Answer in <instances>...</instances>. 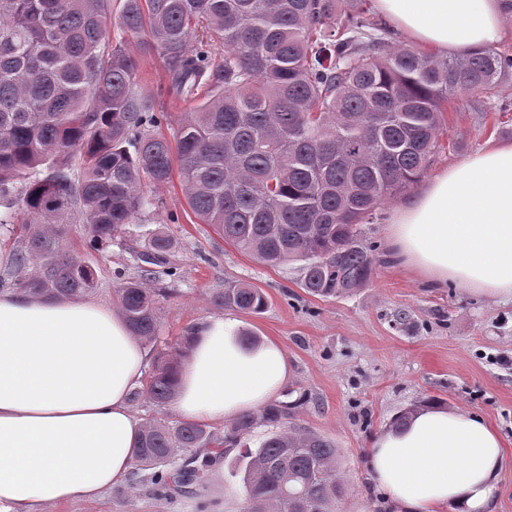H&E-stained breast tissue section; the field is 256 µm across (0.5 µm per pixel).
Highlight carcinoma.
<instances>
[{
    "label": "carcinoma",
    "instance_id": "carcinoma-1",
    "mask_svg": "<svg viewBox=\"0 0 512 512\" xmlns=\"http://www.w3.org/2000/svg\"><path fill=\"white\" fill-rule=\"evenodd\" d=\"M0 0V197L17 181L24 221L14 226L0 282L33 294L83 296L95 270L67 249L76 211L90 243L126 233L150 203L147 190L178 178L195 218L238 250L277 267L302 263L300 286L339 297L367 286L381 263L360 225L416 184L440 141L448 99L497 94L512 53L490 46L438 57L394 42L387 24L338 0ZM204 23L212 39L190 47ZM159 56L176 93L197 102L167 137L163 111L139 80L140 59ZM172 240L156 232L143 262L168 264ZM119 312L147 342L158 332L160 293L123 281ZM218 307L260 313L264 293L231 282ZM184 346L163 354L131 399L159 406L173 393ZM292 405H267L231 423L242 438L236 472L244 512H336L347 493L335 446L286 426ZM221 441L201 423L154 418L135 462L160 490L202 485L203 469L180 454Z\"/></svg>",
    "mask_w": 512,
    "mask_h": 512
}]
</instances>
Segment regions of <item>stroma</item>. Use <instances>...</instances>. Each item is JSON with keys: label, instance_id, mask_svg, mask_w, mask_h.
<instances>
[{"label": "stroma", "instance_id": "1", "mask_svg": "<svg viewBox=\"0 0 512 512\" xmlns=\"http://www.w3.org/2000/svg\"><path fill=\"white\" fill-rule=\"evenodd\" d=\"M139 78L157 107L166 109L163 128L172 134L186 102L167 93L158 57L144 59ZM444 151L427 173L435 175L469 154L512 142V112H493L487 99L469 96L448 103ZM151 202L125 237L106 246H87L84 226L71 222L67 245L96 271V299L114 305L119 280L142 275L141 253L163 230L175 242L169 256L175 275L157 273L166 289L154 343L148 344L145 373L160 354L184 340L208 317L220 315L213 296L230 281H246L267 299L258 314L225 311L242 330L278 341L288 353L292 378L277 396L295 403L293 424L311 428L339 450L338 469L349 493L337 512H397L368 474L373 440L397 416L424 405L457 407L487 418L502 435L506 466L491 498L492 512H512V300L466 292L456 284L434 285L388 261L365 288L341 297L308 294L300 286L299 263L271 268L238 251L206 224L196 223L180 189L170 184L150 194ZM213 460L204 486L189 496L158 491L148 469L129 477L99 499H75L54 512H243L245 488L232 472L239 453L234 442Z\"/></svg>", "mask_w": 512, "mask_h": 512}]
</instances>
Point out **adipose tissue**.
<instances>
[{
  "label": "adipose tissue",
  "mask_w": 512,
  "mask_h": 512,
  "mask_svg": "<svg viewBox=\"0 0 512 512\" xmlns=\"http://www.w3.org/2000/svg\"><path fill=\"white\" fill-rule=\"evenodd\" d=\"M405 36L445 54L502 32V0H372ZM400 266L477 295L512 299V143L478 150L393 212ZM147 357L123 316L93 297L0 294V512H53L126 480L143 421L128 394ZM291 375L283 346L245 344L235 321L206 319L185 338L171 401L191 421L265 406ZM504 441L485 418L424 406L370 447L371 479L399 512H488Z\"/></svg>",
  "instance_id": "obj_1"
}]
</instances>
